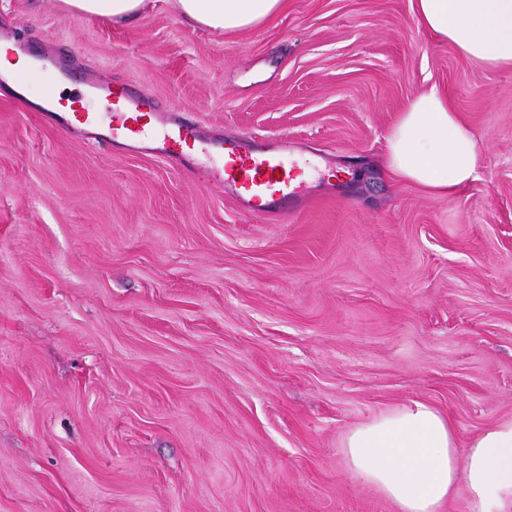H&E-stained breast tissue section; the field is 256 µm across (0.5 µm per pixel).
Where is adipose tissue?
<instances>
[{
	"mask_svg": "<svg viewBox=\"0 0 512 512\" xmlns=\"http://www.w3.org/2000/svg\"><path fill=\"white\" fill-rule=\"evenodd\" d=\"M66 12L124 23L145 0H61ZM180 17L216 32L253 28L284 0H174ZM418 24L476 62L512 67V0H416ZM480 147L472 130L433 89L409 99L388 132L389 175L428 193L452 195L475 180ZM352 474L392 501L397 512H439L464 486L471 512H512V420L486 428L459 448L448 417L415 402L348 432Z\"/></svg>",
	"mask_w": 512,
	"mask_h": 512,
	"instance_id": "adipose-tissue-1",
	"label": "adipose tissue"
}]
</instances>
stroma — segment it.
Masks as SVG:
<instances>
[{"mask_svg":"<svg viewBox=\"0 0 512 512\" xmlns=\"http://www.w3.org/2000/svg\"><path fill=\"white\" fill-rule=\"evenodd\" d=\"M415 0H286L224 34L147 0L112 24L0 0L77 98L133 82L203 136L315 174L263 216L197 161L106 148L0 89V512H396L344 435L421 400L459 446L512 420V68ZM438 87L481 148L449 197L394 181L385 136Z\"/></svg>","mask_w":512,"mask_h":512,"instance_id":"35a3bbf8","label":"stroma"}]
</instances>
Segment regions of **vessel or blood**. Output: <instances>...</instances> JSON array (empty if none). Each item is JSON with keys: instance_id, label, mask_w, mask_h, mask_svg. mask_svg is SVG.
<instances>
[{"instance_id": "vessel-or-blood-1", "label": "vessel or blood", "mask_w": 512, "mask_h": 512, "mask_svg": "<svg viewBox=\"0 0 512 512\" xmlns=\"http://www.w3.org/2000/svg\"><path fill=\"white\" fill-rule=\"evenodd\" d=\"M85 93L106 100L112 109L105 126L96 114L80 113L81 124L95 142H116L133 151L158 154L176 168L191 155L218 160L211 177L234 187L251 213H264L274 202H288L302 185L300 168L288 164L283 147L258 148L244 140L228 146L222 139L204 138L189 114L160 111L141 89L128 83L112 87L89 82Z\"/></svg>"}]
</instances>
